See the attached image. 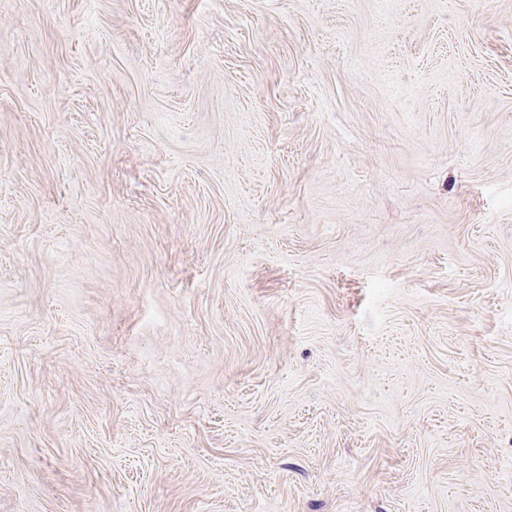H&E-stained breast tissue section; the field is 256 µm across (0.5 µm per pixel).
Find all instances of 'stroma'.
Listing matches in <instances>:
<instances>
[{
	"label": "stroma",
	"instance_id": "obj_1",
	"mask_svg": "<svg viewBox=\"0 0 512 512\" xmlns=\"http://www.w3.org/2000/svg\"><path fill=\"white\" fill-rule=\"evenodd\" d=\"M0 512H512V0H0Z\"/></svg>",
	"mask_w": 512,
	"mask_h": 512
}]
</instances>
